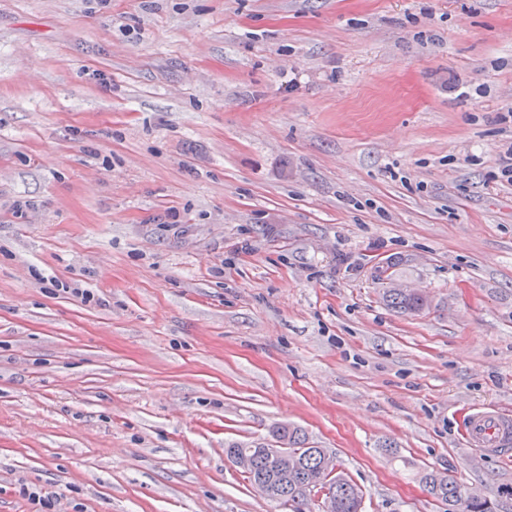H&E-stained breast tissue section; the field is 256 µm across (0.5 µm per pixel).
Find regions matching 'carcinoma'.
Instances as JSON below:
<instances>
[{"label":"carcinoma","mask_w":512,"mask_h":512,"mask_svg":"<svg viewBox=\"0 0 512 512\" xmlns=\"http://www.w3.org/2000/svg\"><path fill=\"white\" fill-rule=\"evenodd\" d=\"M386 305L401 314L416 313L424 309V304L404 288H388L384 293ZM272 435L290 448L299 450V467L288 476V482L281 485L278 492H268L265 477L272 462L263 443H230L224 448L226 457L235 460L248 453L255 458L256 470L248 475V480L257 490L270 500L288 509V512H312L311 490L306 478L310 471L323 466L327 451L308 446L302 429L281 424L272 430ZM423 483L428 493L436 500L448 505V512H496L495 504L486 496L464 488L456 481L437 473H427ZM363 492L353 480L343 473L336 474L324 496L326 512H361Z\"/></svg>","instance_id":"carcinoma-1"}]
</instances>
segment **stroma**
Wrapping results in <instances>:
<instances>
[{"instance_id": "1", "label": "stroma", "mask_w": 512, "mask_h": 512, "mask_svg": "<svg viewBox=\"0 0 512 512\" xmlns=\"http://www.w3.org/2000/svg\"><path fill=\"white\" fill-rule=\"evenodd\" d=\"M511 108L512 0H0V512H286L281 422L512 512ZM386 305L401 314L416 313L422 311L423 303L404 288H388L384 293ZM471 448L510 450L512 419L497 410H482L471 415L466 427Z\"/></svg>"}]
</instances>
